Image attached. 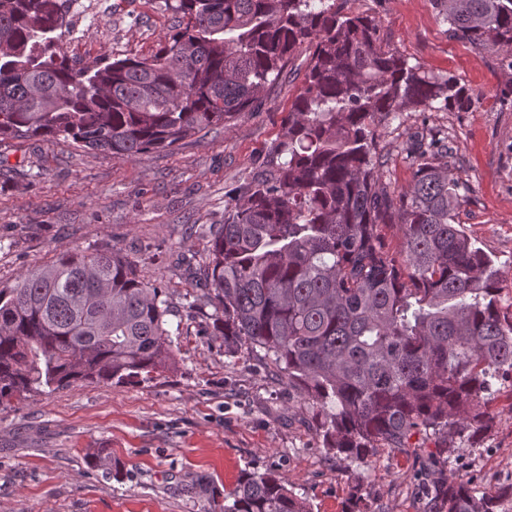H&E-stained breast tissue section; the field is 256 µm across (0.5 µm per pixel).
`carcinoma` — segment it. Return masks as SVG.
Segmentation results:
<instances>
[{"instance_id": "carcinoma-1", "label": "carcinoma", "mask_w": 512, "mask_h": 512, "mask_svg": "<svg viewBox=\"0 0 512 512\" xmlns=\"http://www.w3.org/2000/svg\"><path fill=\"white\" fill-rule=\"evenodd\" d=\"M68 0H0V140L40 137L131 161L255 110L307 52L266 167L227 195L196 285L224 354L261 350L309 405L327 454L431 443L433 465L492 426L512 380L499 270L461 230L448 145L418 140L413 181L384 179L376 119L470 110L474 91L412 65L375 19L337 0H175L183 26L149 57H68ZM450 33L512 59V0H434ZM394 225L399 249L381 227ZM166 292L109 249L63 252L0 288V403L82 381L151 380L175 365ZM206 512H311L274 472L226 493L192 475ZM425 512H502L512 486H422Z\"/></svg>"}]
</instances>
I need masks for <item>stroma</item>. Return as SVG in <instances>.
I'll list each match as a JSON object with an SVG mask.
<instances>
[{
  "label": "stroma",
  "instance_id": "obj_1",
  "mask_svg": "<svg viewBox=\"0 0 512 512\" xmlns=\"http://www.w3.org/2000/svg\"><path fill=\"white\" fill-rule=\"evenodd\" d=\"M375 18L384 43L436 76L452 75L479 95L467 112H406L377 123L385 177L407 186L414 134L447 137L467 202L462 230L500 271L504 314L512 313V105L497 90L512 69L496 52L452 38L433 0H344ZM68 55L147 56L176 30L167 0H74ZM296 60L268 85L262 104L227 128L173 151L133 161L60 138L0 142V288L61 252L109 248L139 262L163 286L178 325L175 366L149 380L80 381L0 404V512H205L184 489L188 475L232 490L242 473L270 470L305 497L311 512H343L361 483L371 512H424L410 486L424 448L378 449L366 462L339 461L320 447L311 412L286 380L248 352L230 357L206 333L211 306L197 301L178 262L207 257L204 228L224 221V196L276 143L280 118L303 84ZM492 428L445 471L479 491L512 485V386L489 403Z\"/></svg>",
  "mask_w": 512,
  "mask_h": 512
}]
</instances>
